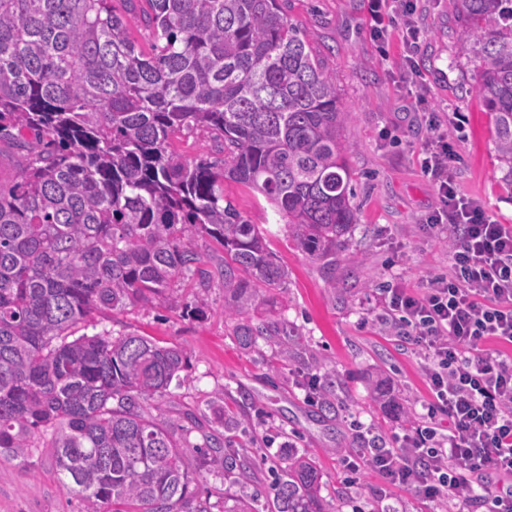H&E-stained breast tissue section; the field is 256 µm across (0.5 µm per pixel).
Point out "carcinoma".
Returning a JSON list of instances; mask_svg holds the SVG:
<instances>
[{
  "instance_id": "1",
  "label": "carcinoma",
  "mask_w": 512,
  "mask_h": 512,
  "mask_svg": "<svg viewBox=\"0 0 512 512\" xmlns=\"http://www.w3.org/2000/svg\"><path fill=\"white\" fill-rule=\"evenodd\" d=\"M0 0V140L25 151L0 185V453L49 448L78 512H213L190 489L186 449L160 403L188 367L176 345L104 329L96 314L224 281L234 336L277 342L256 322L288 270L269 229L224 198L232 179L261 194L274 223L315 259L336 258L358 223L342 129L350 112L288 21L291 0H146L152 44L129 34L136 0ZM501 160L512 164V0H450ZM207 132L222 158L170 149ZM207 235L224 249L194 244ZM252 481L248 451L205 440ZM265 512H325L305 451L270 467Z\"/></svg>"
}]
</instances>
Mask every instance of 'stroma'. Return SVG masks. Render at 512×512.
I'll return each instance as SVG.
<instances>
[{
  "mask_svg": "<svg viewBox=\"0 0 512 512\" xmlns=\"http://www.w3.org/2000/svg\"><path fill=\"white\" fill-rule=\"evenodd\" d=\"M367 0H292L290 22L336 74V90L350 111L342 138L350 146L358 222L335 269L296 247L281 225L272 224L266 200L228 180L224 194L242 215L271 228L268 245L288 270V280L262 318L283 320L289 335L274 344L242 347L224 310V286L185 289L183 309L164 303L131 306L98 318L97 328L136 332L184 350L188 367L162 404L171 422L184 424L192 412L197 426L187 463L199 495H213L226 507L248 498L258 512L269 495L266 483L241 484L223 474L213 456L197 452L206 436L247 449L260 468L287 452L307 450L323 472L321 494L331 512H440L442 505L392 486L377 470L347 461L370 434L394 448L420 422L430 391L421 361L375 320L381 313L377 287L391 280L413 291L429 277L448 271L447 231L429 227L438 204L422 174L419 153L429 134L423 114L399 74L405 48L391 34L385 50L369 35ZM425 35L418 55L430 87V108L462 112L467 122L457 142L463 157L458 183L488 213L512 224V168L495 149L490 116L477 95L479 64L468 55L448 0H425ZM331 377L335 413L323 414L307 398L312 378ZM388 380L398 398L393 411L372 396L377 380ZM49 449H34L28 466L0 455V512H69Z\"/></svg>",
  "mask_w": 512,
  "mask_h": 512,
  "instance_id": "stroma-1",
  "label": "stroma"
}]
</instances>
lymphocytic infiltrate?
<instances>
[{
	"label": "lymphocytic infiltrate",
	"instance_id": "f902f5d3",
	"mask_svg": "<svg viewBox=\"0 0 512 512\" xmlns=\"http://www.w3.org/2000/svg\"><path fill=\"white\" fill-rule=\"evenodd\" d=\"M369 13L374 41L385 43L397 20L408 50H418V0H369ZM461 120L431 113L420 160L437 188L428 222L448 232L450 269L419 293L379 290L378 322L422 360L432 395L425 422L399 447L362 448L356 458L417 497L454 500L455 512H512V356L488 346L512 344V224L457 190L462 157L452 130Z\"/></svg>",
	"mask_w": 512,
	"mask_h": 512
}]
</instances>
